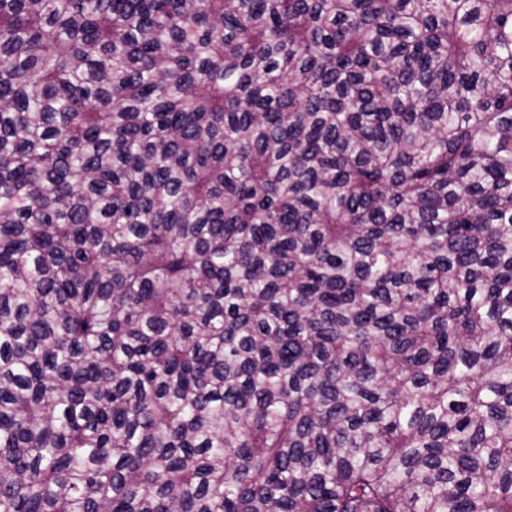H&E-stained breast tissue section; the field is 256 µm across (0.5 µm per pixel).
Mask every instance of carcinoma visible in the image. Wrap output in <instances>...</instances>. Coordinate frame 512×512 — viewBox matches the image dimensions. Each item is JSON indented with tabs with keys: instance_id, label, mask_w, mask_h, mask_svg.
Masks as SVG:
<instances>
[{
	"instance_id": "obj_1",
	"label": "carcinoma",
	"mask_w": 512,
	"mask_h": 512,
	"mask_svg": "<svg viewBox=\"0 0 512 512\" xmlns=\"http://www.w3.org/2000/svg\"><path fill=\"white\" fill-rule=\"evenodd\" d=\"M0 512H512V0H0Z\"/></svg>"
}]
</instances>
